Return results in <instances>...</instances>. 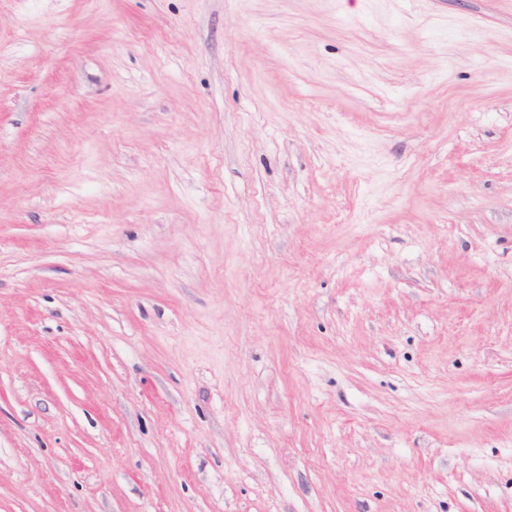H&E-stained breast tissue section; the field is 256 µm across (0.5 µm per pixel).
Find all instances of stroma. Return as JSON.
Masks as SVG:
<instances>
[{"label":"stroma","instance_id":"stroma-1","mask_svg":"<svg viewBox=\"0 0 512 512\" xmlns=\"http://www.w3.org/2000/svg\"><path fill=\"white\" fill-rule=\"evenodd\" d=\"M0 512H512V0H0Z\"/></svg>","mask_w":512,"mask_h":512}]
</instances>
